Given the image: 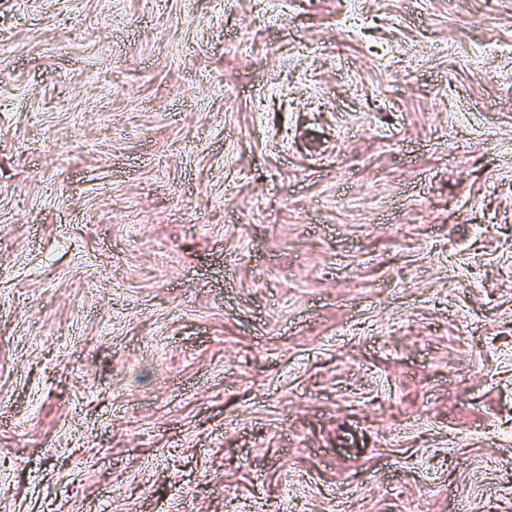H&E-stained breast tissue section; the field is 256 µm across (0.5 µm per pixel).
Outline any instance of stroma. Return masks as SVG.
Instances as JSON below:
<instances>
[{"mask_svg":"<svg viewBox=\"0 0 512 512\" xmlns=\"http://www.w3.org/2000/svg\"><path fill=\"white\" fill-rule=\"evenodd\" d=\"M0 512H512V0H0Z\"/></svg>","mask_w":512,"mask_h":512,"instance_id":"1","label":"stroma"}]
</instances>
